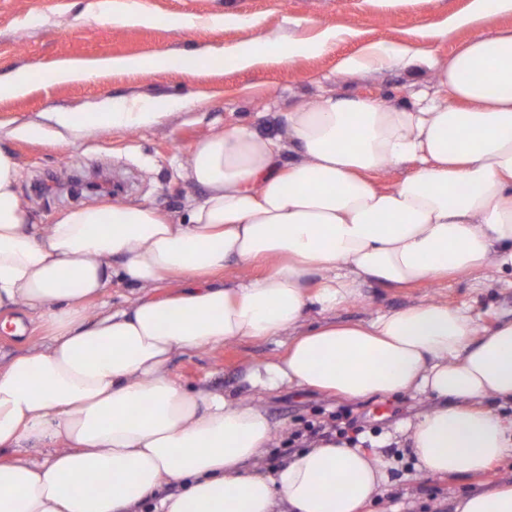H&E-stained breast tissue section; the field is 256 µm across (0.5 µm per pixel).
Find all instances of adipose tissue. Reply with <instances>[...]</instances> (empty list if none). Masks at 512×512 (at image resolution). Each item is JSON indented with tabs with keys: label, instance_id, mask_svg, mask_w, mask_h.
I'll use <instances>...</instances> for the list:
<instances>
[{
	"label": "adipose tissue",
	"instance_id": "obj_1",
	"mask_svg": "<svg viewBox=\"0 0 512 512\" xmlns=\"http://www.w3.org/2000/svg\"><path fill=\"white\" fill-rule=\"evenodd\" d=\"M502 14L512 0H471L440 34ZM341 35L257 40L224 57L238 70L290 65L330 52ZM422 64L437 89L416 104L326 96L285 112L284 135L234 126L200 141L187 176L203 194L179 216L112 203L29 223L17 162L0 149V311L24 306L41 333L0 360V450L50 451L0 460V512H363L389 478L360 447L316 442L273 474L249 470L275 437L249 396L284 386L433 398L408 427L432 477L512 455V417L484 405L512 403V320L488 326L469 307L431 300L366 322L304 323L358 297L366 278L397 288L488 270L512 277V29L445 60L373 43L339 70ZM147 65L65 62L0 78V94L24 93L34 77ZM186 105L116 102L90 123L150 125ZM406 163L413 173L390 189L370 178ZM233 263L267 270L225 280ZM116 279L183 288L114 310L103 295ZM279 336L284 353L248 369L243 396L189 389L167 371L176 351Z\"/></svg>",
	"mask_w": 512,
	"mask_h": 512
}]
</instances>
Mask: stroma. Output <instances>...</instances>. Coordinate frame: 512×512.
Here are the masks:
<instances>
[{"label": "stroma", "instance_id": "obj_1", "mask_svg": "<svg viewBox=\"0 0 512 512\" xmlns=\"http://www.w3.org/2000/svg\"><path fill=\"white\" fill-rule=\"evenodd\" d=\"M100 0H0V74L48 67L67 61L108 57H144L221 50L270 36L281 41L310 37L326 27H346L350 36L324 55L300 57L289 66L241 71L223 60L189 73L170 65L136 72L101 73L65 83H33L22 95L0 96V148L18 164L22 197L34 224L53 223L80 205L148 204L164 212L183 210L201 191L184 172L196 144L230 126L273 134L284 126L283 114L320 97L372 95L386 102L413 104L421 91L433 90L429 70L400 66L345 75L340 61L373 42L420 44L440 58L464 41L492 37L512 26V15L496 16L480 30L463 28L451 37L436 31L449 16L465 11L470 0H144L154 20L147 25H113L100 19ZM234 14L246 25L179 28L189 16ZM132 97L181 98L185 108L158 123L139 128L59 131L52 112H93L104 102ZM24 126L40 127L39 137L19 135ZM425 300L468 305L483 323L512 317V285L469 277L424 281L409 288H389L365 281L360 297L329 313L336 323L362 322ZM280 340H232L196 353L175 352L170 375L180 383L237 394L247 368L281 353ZM260 403L279 436L257 462L259 472H273L288 455L287 437L304 421H326L339 410L364 426L371 452L382 456L389 490L365 512H453L456 498L512 484V459L477 475L445 480L422 474L401 427L427 410L431 399L401 395L349 400L285 387L263 394ZM402 450L404 460L387 455ZM438 487L429 499L424 490Z\"/></svg>", "mask_w": 512, "mask_h": 512}]
</instances>
